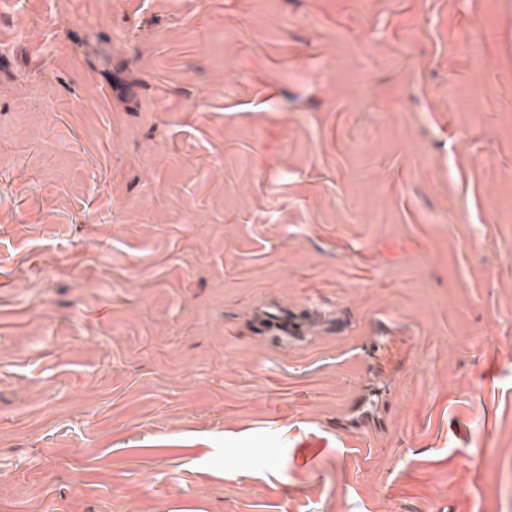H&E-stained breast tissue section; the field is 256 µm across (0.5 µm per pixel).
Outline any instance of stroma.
Returning <instances> with one entry per match:
<instances>
[{"label":"stroma","instance_id":"stroma-1","mask_svg":"<svg viewBox=\"0 0 512 512\" xmlns=\"http://www.w3.org/2000/svg\"><path fill=\"white\" fill-rule=\"evenodd\" d=\"M0 512H512V0H0Z\"/></svg>","mask_w":512,"mask_h":512}]
</instances>
